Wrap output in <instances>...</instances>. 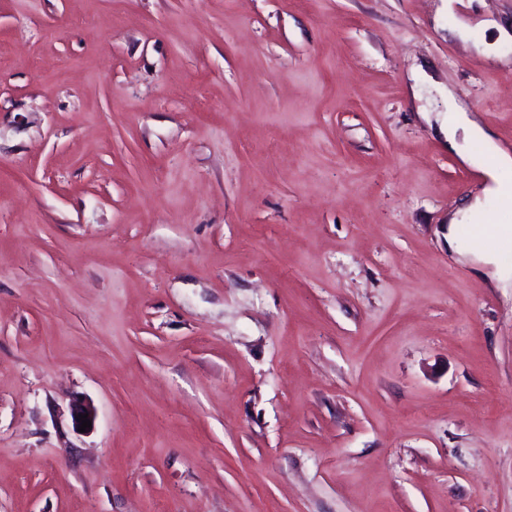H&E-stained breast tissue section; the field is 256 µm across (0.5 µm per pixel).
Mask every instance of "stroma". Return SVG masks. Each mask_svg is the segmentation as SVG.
I'll use <instances>...</instances> for the list:
<instances>
[{
    "label": "stroma",
    "mask_w": 512,
    "mask_h": 512,
    "mask_svg": "<svg viewBox=\"0 0 512 512\" xmlns=\"http://www.w3.org/2000/svg\"><path fill=\"white\" fill-rule=\"evenodd\" d=\"M508 21L0 0V512H512V253L449 249L439 132L512 152ZM448 109L451 111V115L448 118L447 125H443L441 130L443 131L450 147L458 150L462 159H464L465 154L460 150L461 147L457 143V135L459 131L464 134L463 142H467L472 139H478L485 142L488 145L490 152L495 157L497 168H512V156L510 153L494 142L493 138L480 124L477 116L473 114V112H468L452 93L448 94Z\"/></svg>",
    "instance_id": "1"
}]
</instances>
